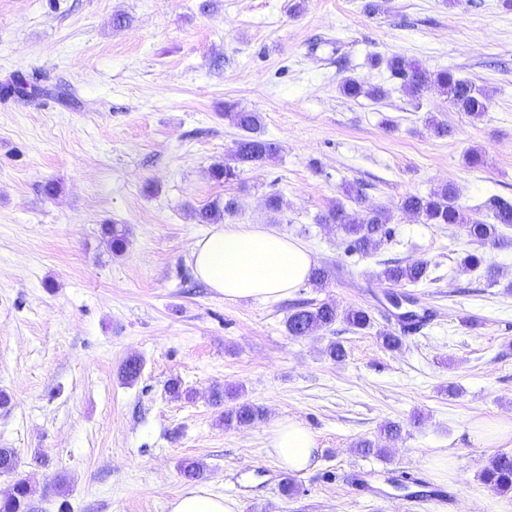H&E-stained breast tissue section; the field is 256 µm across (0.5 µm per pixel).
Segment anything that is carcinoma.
<instances>
[{"mask_svg": "<svg viewBox=\"0 0 512 512\" xmlns=\"http://www.w3.org/2000/svg\"><path fill=\"white\" fill-rule=\"evenodd\" d=\"M375 64L385 65L391 75L402 81L406 92L415 98L424 92L435 89L446 96L448 102L474 118H480L488 111L491 95L488 90L473 81L457 76L450 70L430 72L417 62L403 56H391L387 59L377 58ZM343 94L349 98L368 97L380 100L385 91L379 86H366L353 78H347L341 85ZM224 115L230 117L236 126L244 132L235 153L239 163H264L278 156L279 146L266 139L260 132L261 118L256 112L237 110L231 104L224 105ZM404 211L418 218L423 224H453L458 226L470 242L479 246L501 244L503 237L499 226H512V201L495 197L488 203L492 221L486 222L468 214L459 204L453 185L444 184L427 196L409 195L402 201ZM234 212V202H224V207L210 205L198 213L201 224H213ZM389 213L383 208H364L348 210L342 204L332 206L319 217L321 224L336 225L348 239V248L352 252L367 255L376 250L389 237L387 224ZM104 233L112 240V250L121 252L126 247L125 229L117 224L104 225ZM463 263L468 268L485 267L487 280L496 281V270L485 265V258L479 252H469ZM428 262L424 260L402 264L398 261L386 263L380 277L390 285L417 284L426 279ZM428 318V312L418 314L413 310L397 315L401 329L412 330ZM342 320L355 331L364 330L372 325L370 313L363 309L339 311L335 304L322 302L305 305L288 315L286 329L292 337L309 336L321 329H328ZM230 398L234 404L224 410V426H249L264 419V410L249 401L240 400L239 391L227 393L216 392L213 401L221 403ZM17 469V452L13 448H0V474L12 476ZM481 479L497 494L512 493V455L500 453L493 456L481 472ZM32 489L25 481L18 479L10 495L0 501V512H30Z\"/></svg>", "mask_w": 512, "mask_h": 512, "instance_id": "carcinoma-1", "label": "carcinoma"}]
</instances>
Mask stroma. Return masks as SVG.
<instances>
[{
	"instance_id": "stroma-1",
	"label": "stroma",
	"mask_w": 512,
	"mask_h": 512,
	"mask_svg": "<svg viewBox=\"0 0 512 512\" xmlns=\"http://www.w3.org/2000/svg\"><path fill=\"white\" fill-rule=\"evenodd\" d=\"M123 24H116V17ZM400 55L448 69L491 94L473 118L436 90L409 97L374 57ZM354 78L382 100L345 97ZM34 97L5 93L15 79ZM260 113L276 160L243 165L219 183L240 138L225 104ZM435 115L450 127L437 136ZM485 163L471 167V151ZM54 194H47V184ZM454 184L458 202L489 219L491 198L512 201V9L503 0H0V448H13L37 512H170L190 486L182 461L204 465L202 488L237 512H512L481 471L512 439L486 447L476 426L512 421V246H488L464 267L459 228L423 224L408 195ZM389 211L391 236L369 255L348 253L319 217L336 203ZM281 212L265 207L272 191ZM234 199L232 224H259L305 244L330 272L274 303L228 301L197 278L196 220ZM122 225L113 253L102 233ZM428 261L403 286L432 317L401 332L385 300V262ZM370 311L371 328L343 322L294 338L301 304ZM346 349L343 360L326 353ZM142 363L133 383L120 368ZM179 381L188 395L176 399ZM237 388L266 417L225 428L214 390ZM303 421L317 450L295 473L297 494L267 448L280 419ZM401 432L385 456L357 441ZM448 454V474L430 465ZM409 473L443 490L448 506L397 489ZM65 477L64 491L55 482Z\"/></svg>"
}]
</instances>
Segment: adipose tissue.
I'll use <instances>...</instances> for the list:
<instances>
[{
    "instance_id": "adipose-tissue-1",
    "label": "adipose tissue",
    "mask_w": 512,
    "mask_h": 512,
    "mask_svg": "<svg viewBox=\"0 0 512 512\" xmlns=\"http://www.w3.org/2000/svg\"><path fill=\"white\" fill-rule=\"evenodd\" d=\"M197 277L225 299L277 301L308 280L311 251L288 236L253 224H227L198 240L191 252ZM268 446L291 472L309 469L316 441L300 420L284 418L270 431Z\"/></svg>"
}]
</instances>
